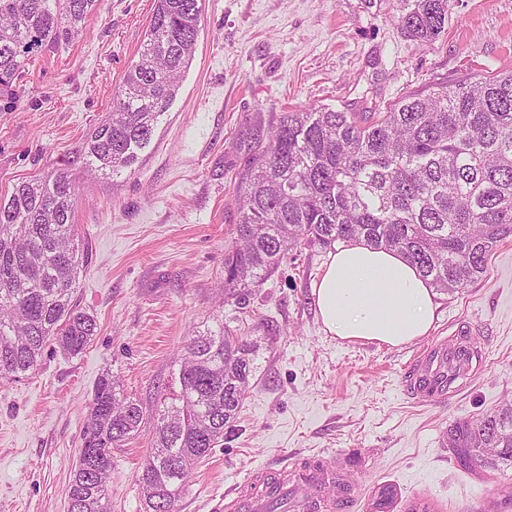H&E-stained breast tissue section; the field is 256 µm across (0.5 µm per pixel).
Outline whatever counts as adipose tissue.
Returning <instances> with one entry per match:
<instances>
[{
	"label": "adipose tissue",
	"instance_id": "1",
	"mask_svg": "<svg viewBox=\"0 0 512 512\" xmlns=\"http://www.w3.org/2000/svg\"><path fill=\"white\" fill-rule=\"evenodd\" d=\"M326 333L398 346L426 336L435 292L396 251L351 242L329 254L311 290Z\"/></svg>",
	"mask_w": 512,
	"mask_h": 512
}]
</instances>
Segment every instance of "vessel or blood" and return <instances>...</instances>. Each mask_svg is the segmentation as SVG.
<instances>
[{"instance_id": "b4317fda", "label": "vessel or blood", "mask_w": 512, "mask_h": 512, "mask_svg": "<svg viewBox=\"0 0 512 512\" xmlns=\"http://www.w3.org/2000/svg\"><path fill=\"white\" fill-rule=\"evenodd\" d=\"M484 363L481 346L471 340L468 323H457L448 336L435 337L416 351L401 375L404 391L420 405H434L462 391ZM335 467L301 462L267 475L252 470L247 481L224 491L219 512H330L325 489L335 484Z\"/></svg>"}]
</instances>
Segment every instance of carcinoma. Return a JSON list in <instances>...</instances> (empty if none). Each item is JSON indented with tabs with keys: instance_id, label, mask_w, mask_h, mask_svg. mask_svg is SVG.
Instances as JSON below:
<instances>
[{
	"instance_id": "cac0c4a2",
	"label": "carcinoma",
	"mask_w": 512,
	"mask_h": 512,
	"mask_svg": "<svg viewBox=\"0 0 512 512\" xmlns=\"http://www.w3.org/2000/svg\"><path fill=\"white\" fill-rule=\"evenodd\" d=\"M102 0H0V94L34 52L83 32ZM401 34L422 46L448 28L451 0H398ZM202 0H154L138 61L107 119L88 133L85 168L115 175L155 131L190 67ZM241 179L240 217L224 254V298L244 305L251 289L298 246L363 240L393 249L441 293L481 278L493 248L512 236V72L409 93L383 112L329 107L285 112ZM78 188L67 166L14 184L0 198V379L33 372L49 344L81 354L96 322L74 291L85 259L73 214ZM179 392L154 415L153 446L138 482L146 512H177L195 467L232 430L252 387L255 345L216 320L184 345ZM145 419L111 374L96 385L72 477L68 512H111L112 450ZM465 468L512 462V401L448 430ZM391 485L371 512H391Z\"/></svg>"
}]
</instances>
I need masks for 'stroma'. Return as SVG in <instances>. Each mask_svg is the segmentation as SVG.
<instances>
[{"label":"stroma","instance_id":"stroma-1","mask_svg":"<svg viewBox=\"0 0 512 512\" xmlns=\"http://www.w3.org/2000/svg\"><path fill=\"white\" fill-rule=\"evenodd\" d=\"M153 0H104L64 49L38 53L0 98V196L70 164L74 213L87 251L76 283L97 333L78 356L44 350L27 377L0 386V512H67L87 403L112 373L147 413L114 451L112 512H144L137 482L152 446V415L180 369L187 336L231 319L259 344L257 371L222 445L201 462L178 512H215L229 486L258 464L277 470L308 457L339 458L351 487L333 512H370L380 485L436 512H512L499 488L512 464L465 469L448 446L452 425L512 399V236L486 274L437 294L432 335L472 325L482 372L445 403L421 406L401 385L427 338L392 347L325 333L311 287L327 249L290 250L245 308L224 299V250L239 220L236 197L252 155L281 113L304 107L379 112L439 83L512 71V0H453L444 35L404 38L390 0H204L194 59L172 105L134 164L109 177L79 161L86 134L112 109L137 61Z\"/></svg>","mask_w":512,"mask_h":512}]
</instances>
